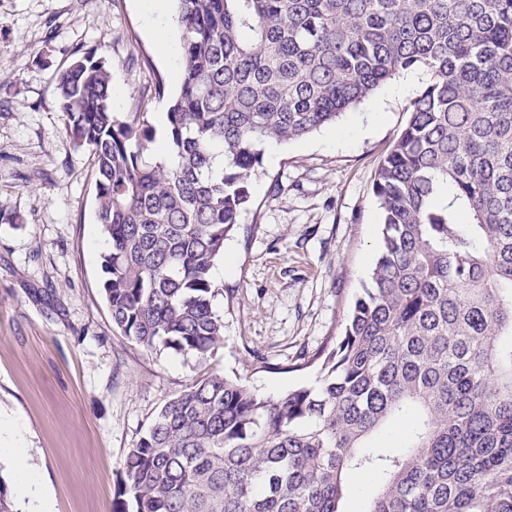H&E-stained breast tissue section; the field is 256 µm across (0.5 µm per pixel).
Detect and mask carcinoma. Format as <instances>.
<instances>
[{"label":"carcinoma","instance_id":"carcinoma-1","mask_svg":"<svg viewBox=\"0 0 512 512\" xmlns=\"http://www.w3.org/2000/svg\"><path fill=\"white\" fill-rule=\"evenodd\" d=\"M165 142L112 112L108 60L57 76L92 155L112 323L147 350L223 342L212 269L259 146L336 121L397 74L429 82L375 173L380 256L322 349L318 389L278 399L213 373L128 450L114 512H512V0H176ZM407 421L404 444L370 438ZM366 484V477L361 473L353 472L348 476L344 498L341 502V510L346 512H362Z\"/></svg>","mask_w":512,"mask_h":512}]
</instances>
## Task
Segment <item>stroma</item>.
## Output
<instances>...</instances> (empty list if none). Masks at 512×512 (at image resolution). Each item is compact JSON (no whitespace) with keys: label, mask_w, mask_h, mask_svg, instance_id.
I'll return each mask as SVG.
<instances>
[{"label":"stroma","mask_w":512,"mask_h":512,"mask_svg":"<svg viewBox=\"0 0 512 512\" xmlns=\"http://www.w3.org/2000/svg\"><path fill=\"white\" fill-rule=\"evenodd\" d=\"M151 25L148 0H0V415L23 421L52 512H113L129 448L209 374L270 398L318 386L319 364L296 363L341 335L369 280L374 172L429 80L421 70L403 89L390 80L335 123L281 143L249 178V207L212 270L223 345L204 360L150 351L112 323L93 161L66 129L55 75L83 53L106 57L113 111L156 118L180 81Z\"/></svg>","instance_id":"stroma-1"}]
</instances>
